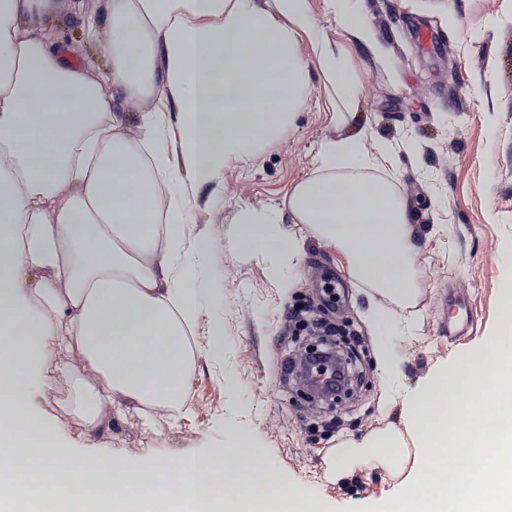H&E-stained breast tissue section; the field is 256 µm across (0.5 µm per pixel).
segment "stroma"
Masks as SVG:
<instances>
[{
  "instance_id": "1",
  "label": "stroma",
  "mask_w": 512,
  "mask_h": 512,
  "mask_svg": "<svg viewBox=\"0 0 512 512\" xmlns=\"http://www.w3.org/2000/svg\"><path fill=\"white\" fill-rule=\"evenodd\" d=\"M73 1L56 3L54 24L65 47L73 61L106 68L97 41L82 34ZM306 7L352 63L359 92L345 119H337L332 86L312 45L297 40L307 93L287 136L262 141L249 158L226 164L191 202L187 230L210 245L206 308L224 324V354L211 355L209 324L201 322L192 332L200 349L190 387L192 416L175 423L156 409L146 423L128 415L94 450L125 448L135 465L149 466L175 453L191 457L228 446L244 427L268 460L261 473L264 495H274L277 482L287 480L328 512H383L395 478L363 468L357 483L341 490L326 477L330 452L347 440L404 431L410 388L439 363L468 360L469 348L492 327L512 324V307L503 299L512 280L506 271L512 253V0H362L363 18L383 46L378 56L337 29L325 0H306ZM415 19L432 29L440 51L418 42ZM353 136L370 149L381 140L409 145L391 171L369 176L391 178L408 212L418 296L402 312L412 324L409 334L390 339L393 372H385L378 350L367 346L353 358L358 379L351 392L331 402L303 392L282 373V361L305 348L279 336L282 311L305 301L320 305L321 284L332 277L341 300L323 308L322 317L373 338L377 331L363 310L370 302L387 307L391 301L354 279L339 251L295 223L288 199L312 175L323 141ZM249 211L275 213L293 235L301 263L291 282L281 281L270 258L242 248L241 222ZM452 298L468 303L477 320L472 333L453 341L438 328ZM39 406L79 453L84 422L73 385L47 390ZM334 418L339 427L327 428Z\"/></svg>"
}]
</instances>
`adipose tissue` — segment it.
Listing matches in <instances>:
<instances>
[{
	"label": "adipose tissue",
	"mask_w": 512,
	"mask_h": 512,
	"mask_svg": "<svg viewBox=\"0 0 512 512\" xmlns=\"http://www.w3.org/2000/svg\"><path fill=\"white\" fill-rule=\"evenodd\" d=\"M326 8L337 27L380 53L360 0H326ZM280 12L279 24L252 0H105L102 16L82 21L89 39L110 31L100 40L109 65L94 73L70 62L47 32L54 0H0V422L25 439L47 477L26 485L27 496L49 497L73 482L106 485L108 512H133L129 490L166 492L175 465L197 508L213 512L224 493L208 480L211 464L230 465L242 479L263 466L264 456L236 448L148 467L134 466L123 448L76 457L36 405L49 386L73 383L88 444L134 410L163 406L176 422L191 416L188 339L204 313L208 243L185 237L189 194L257 142L287 135L306 96L298 34L310 37L342 104L359 91L305 0H280ZM145 96L156 105L139 113L129 137L126 109ZM171 99L182 110L176 132L165 110ZM174 133L189 161L183 173L169 161ZM395 151L389 142L367 150L359 136L323 142L288 208L344 254L354 279L404 306L415 293L407 214L392 183L363 177ZM240 242L277 255L288 270L300 263L272 214L248 213ZM375 252L387 264L369 263ZM403 452L400 436L387 432L335 458L344 468L388 466Z\"/></svg>",
	"instance_id": "ef3b65f1"
}]
</instances>
